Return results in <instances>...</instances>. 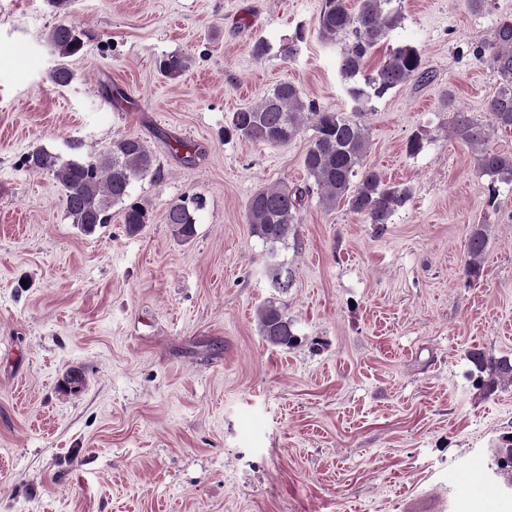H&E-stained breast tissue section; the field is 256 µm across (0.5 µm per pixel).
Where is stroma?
Here are the masks:
<instances>
[{
    "mask_svg": "<svg viewBox=\"0 0 512 512\" xmlns=\"http://www.w3.org/2000/svg\"><path fill=\"white\" fill-rule=\"evenodd\" d=\"M323 4L72 0L62 17L49 0H0V512H512L487 468L512 434V384L485 398L468 377L471 349L512 358V183L482 176L448 115L490 123L499 78L475 50L512 0H393L403 21L377 56L415 45L433 78L371 100L366 163L412 194L383 226L310 198L300 249L281 252L300 339L282 349L257 331L272 290L246 205L261 186L309 183L312 130L271 146L224 129L284 81L353 117ZM62 18L84 33L65 87L46 43ZM181 52L189 68L163 77L159 60ZM127 135L161 167L133 187L152 216L135 236L118 206L84 232L53 175L24 164L38 148L95 158ZM194 194L205 206L183 242L165 212ZM475 224L490 241L472 283ZM488 242L486 225H473L467 244V257L463 266V273L471 282L478 281L483 274V262L488 249Z\"/></svg>",
    "mask_w": 512,
    "mask_h": 512,
    "instance_id": "1",
    "label": "stroma"
}]
</instances>
